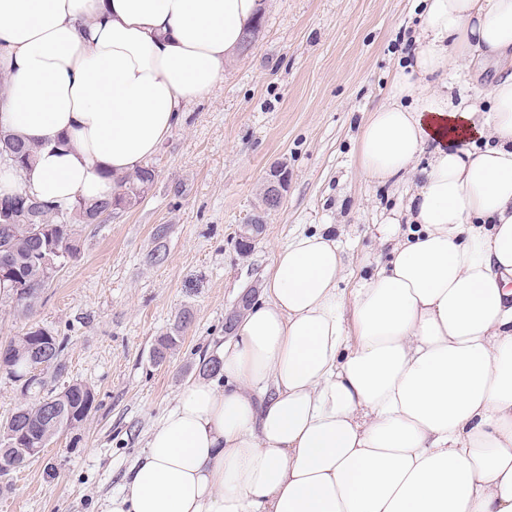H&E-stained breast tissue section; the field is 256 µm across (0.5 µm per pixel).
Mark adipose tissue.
Listing matches in <instances>:
<instances>
[{
  "label": "adipose tissue",
  "mask_w": 512,
  "mask_h": 512,
  "mask_svg": "<svg viewBox=\"0 0 512 512\" xmlns=\"http://www.w3.org/2000/svg\"><path fill=\"white\" fill-rule=\"evenodd\" d=\"M414 58L365 122L385 182L431 158L345 298L333 233L280 247L218 372L187 380L102 512H512V0H422ZM266 0H0V193L110 198L210 93ZM484 73V74H483ZM483 74V76H481ZM498 75V69L493 65H488L478 78V82L473 77L470 69H459L455 67L448 75V83L452 85L451 93L458 97L459 95L468 96L475 93L485 83L491 82ZM0 152L8 153L11 150L12 154L17 156V160L10 164L15 166L14 168H23L33 157L34 147L22 140L15 139L13 137H7L6 135L0 136Z\"/></svg>",
  "instance_id": "ef3b65f1"
}]
</instances>
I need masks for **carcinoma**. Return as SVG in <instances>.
Masks as SVG:
<instances>
[{"label":"carcinoma","mask_w":512,"mask_h":512,"mask_svg":"<svg viewBox=\"0 0 512 512\" xmlns=\"http://www.w3.org/2000/svg\"><path fill=\"white\" fill-rule=\"evenodd\" d=\"M17 156L13 166L24 167L33 157L34 147L13 137H0V152ZM155 179V170L144 166L121 182L111 198L89 208L73 209L37 202L34 209L14 212L11 223L0 224V268L8 267L21 285L20 294L10 288H0V294L18 305H25L41 291L43 268L40 256L48 245L74 257L76 248L70 241L69 225L82 218L93 224L103 215L128 209L140 202ZM177 345V337L161 336L153 348V359L161 362ZM65 348V340L51 335L40 327H30L8 344L0 346V369L21 380L27 376L30 361L42 357L45 367L58 362ZM95 397L90 388L75 383L59 393L26 404L0 424V475L28 466L33 455L26 448H43L53 436L73 429L91 413Z\"/></svg>","instance_id":"1"}]
</instances>
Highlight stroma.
I'll list each match as a JSON object with an SVG mask.
<instances>
[{"mask_svg": "<svg viewBox=\"0 0 512 512\" xmlns=\"http://www.w3.org/2000/svg\"><path fill=\"white\" fill-rule=\"evenodd\" d=\"M421 11L419 0H271L251 55L185 107L150 158L156 177L141 202L102 223L73 225L78 256L31 310L0 300V343L32 325L67 339L59 364L38 373L44 388L0 370V423L73 383L95 394L77 428L0 477V512H98L153 422L225 338L241 296L261 290L278 246L332 225L347 295L387 261L390 246L375 226L406 204L419 174L373 183L357 140L412 49ZM278 166L288 171L281 205L240 252L238 230ZM186 312L190 328L154 363L156 339L174 333Z\"/></svg>", "mask_w": 512, "mask_h": 512, "instance_id": "stroma-1", "label": "stroma"}]
</instances>
